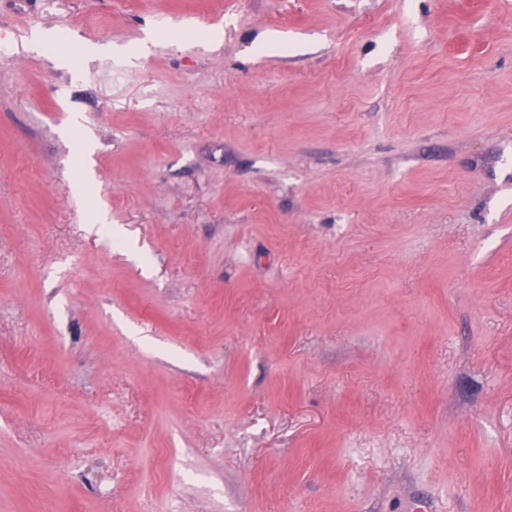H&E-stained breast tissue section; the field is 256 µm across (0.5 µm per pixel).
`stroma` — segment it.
<instances>
[{
	"label": "stroma",
	"instance_id": "35a3bbf8",
	"mask_svg": "<svg viewBox=\"0 0 512 512\" xmlns=\"http://www.w3.org/2000/svg\"><path fill=\"white\" fill-rule=\"evenodd\" d=\"M1 35L0 512H512V0Z\"/></svg>",
	"mask_w": 512,
	"mask_h": 512
}]
</instances>
